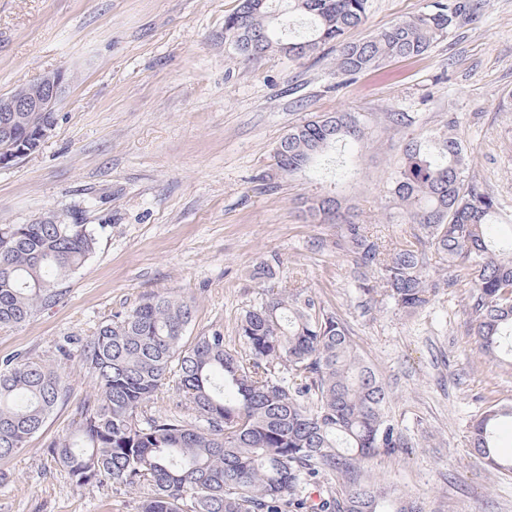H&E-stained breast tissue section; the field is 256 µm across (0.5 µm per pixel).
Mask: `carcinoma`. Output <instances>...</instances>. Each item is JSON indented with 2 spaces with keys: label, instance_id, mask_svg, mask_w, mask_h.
<instances>
[{
  "label": "carcinoma",
  "instance_id": "carcinoma-1",
  "mask_svg": "<svg viewBox=\"0 0 512 512\" xmlns=\"http://www.w3.org/2000/svg\"><path fill=\"white\" fill-rule=\"evenodd\" d=\"M368 0H239L224 19V44L245 61L268 53L299 60L336 43V76L425 54L477 9L474 0L401 19L350 42ZM305 31L287 36L288 19ZM359 112H331L288 130L275 152L288 175L330 150L359 143ZM396 221L412 239L386 244L339 198L306 199V213L336 224V249L351 257L353 283L368 304L385 301L412 314L461 279L480 352L512 372V238L494 236L504 220L497 199L467 175V147L455 132L408 143L387 181ZM0 224V328L20 325L60 299L63 286L94 254L86 224ZM194 301L154 294L102 322L81 349L97 393L79 421L48 452L78 487L112 483L140 494V512H425L394 495L364 463L412 443L389 415L385 384L361 354L348 325L293 277L243 311L238 345L224 330L186 336ZM191 414L152 412L168 385ZM67 399L46 360L0 363V460L26 447ZM512 425V403L487 407L471 421L474 455L512 474V455L497 433Z\"/></svg>",
  "mask_w": 512,
  "mask_h": 512
}]
</instances>
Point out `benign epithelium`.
<instances>
[{
  "mask_svg": "<svg viewBox=\"0 0 512 512\" xmlns=\"http://www.w3.org/2000/svg\"><path fill=\"white\" fill-rule=\"evenodd\" d=\"M73 78L65 67L44 71L33 86H18L0 93V168L38 151L57 126L56 114L71 88ZM19 112H41L43 118L31 145L13 148V133Z\"/></svg>",
  "mask_w": 512,
  "mask_h": 512,
  "instance_id": "benign-epithelium-1",
  "label": "benign epithelium"
}]
</instances>
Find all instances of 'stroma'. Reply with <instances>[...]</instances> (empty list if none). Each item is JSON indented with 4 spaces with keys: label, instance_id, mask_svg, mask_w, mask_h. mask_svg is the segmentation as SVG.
Returning a JSON list of instances; mask_svg holds the SVG:
<instances>
[{
    "label": "stroma",
    "instance_id": "obj_1",
    "mask_svg": "<svg viewBox=\"0 0 512 512\" xmlns=\"http://www.w3.org/2000/svg\"><path fill=\"white\" fill-rule=\"evenodd\" d=\"M448 0H368L356 41ZM461 28L418 58L339 80L336 48L296 62L272 53L241 62L224 48L237 0H0V93L64 66L75 81L39 151L0 169V224L52 212L94 228L93 256L61 298L29 321L0 328V359L50 360L67 401L20 453L0 460V512H140L135 492L75 487L47 453L94 391L79 346L142 297L196 301L188 336L218 326L227 343L262 291L254 265L279 257L277 281L301 276L350 325L386 384L390 413L414 446L366 468L428 512H512V474L472 453L469 426L488 405L512 402V375L476 349L463 299L440 293L419 313L362 306L337 227L307 218L303 198L324 184L315 169L274 164L288 130L329 112L364 115L337 195L388 242L413 227L390 219L386 180L403 145L456 119L469 175L512 218V0H480ZM406 112L393 129L386 113Z\"/></svg>",
    "mask_w": 512,
    "mask_h": 512
}]
</instances>
